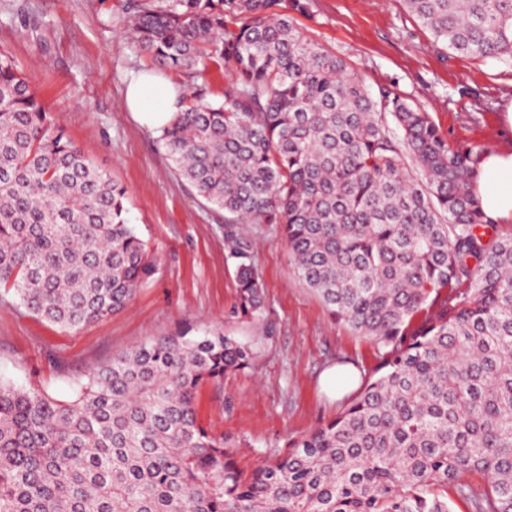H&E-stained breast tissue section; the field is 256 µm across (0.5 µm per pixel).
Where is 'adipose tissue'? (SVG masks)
I'll return each instance as SVG.
<instances>
[{"mask_svg":"<svg viewBox=\"0 0 512 512\" xmlns=\"http://www.w3.org/2000/svg\"><path fill=\"white\" fill-rule=\"evenodd\" d=\"M181 91L163 77L140 73L124 91V103L136 120L153 129L167 125L180 108ZM475 193L486 215L502 224L512 223V149L484 156Z\"/></svg>","mask_w":512,"mask_h":512,"instance_id":"obj_1","label":"adipose tissue"}]
</instances>
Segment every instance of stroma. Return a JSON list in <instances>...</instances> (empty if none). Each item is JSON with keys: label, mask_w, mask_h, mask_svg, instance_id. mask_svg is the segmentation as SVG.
Here are the masks:
<instances>
[{"label": "stroma", "mask_w": 512, "mask_h": 512, "mask_svg": "<svg viewBox=\"0 0 512 512\" xmlns=\"http://www.w3.org/2000/svg\"><path fill=\"white\" fill-rule=\"evenodd\" d=\"M131 0H0V50L35 86L45 109L96 166L127 190L129 222L156 259L155 274L128 305L81 329H65L0 294V379L71 395L70 378L111 361L150 337L181 327L216 330L253 344L245 370L201 388L200 421L239 445L251 470L288 444L335 419L355 395L333 401L320 375L337 363L373 377L370 343L332 320L320 297L292 271L277 226L247 224L264 283L265 310L236 313L235 266L224 252V215L171 171L156 130L140 126L123 104L140 71L161 72L180 90L220 94L223 64L205 71L161 67L129 29ZM312 39L336 51L371 89L389 87L428 112L453 145L500 149L497 116L512 99V63L444 49L403 0H310L297 15Z\"/></svg>", "instance_id": "1"}]
</instances>
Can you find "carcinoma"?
<instances>
[{
    "instance_id": "carcinoma-1",
    "label": "carcinoma",
    "mask_w": 512,
    "mask_h": 512,
    "mask_svg": "<svg viewBox=\"0 0 512 512\" xmlns=\"http://www.w3.org/2000/svg\"><path fill=\"white\" fill-rule=\"evenodd\" d=\"M434 40L512 61V0H404ZM141 50L224 62L160 129L173 171L224 212L237 309L265 290L243 224H277L295 273L377 349V377L334 420L262 460L197 419L200 386L254 348L183 327L72 383L61 401L0 380V512H512V236L474 192L487 147L453 146L398 92H373L293 22L309 0L133 6ZM126 190L74 144L0 51V288L81 328L156 271ZM480 477L477 491L462 480Z\"/></svg>"
}]
</instances>
